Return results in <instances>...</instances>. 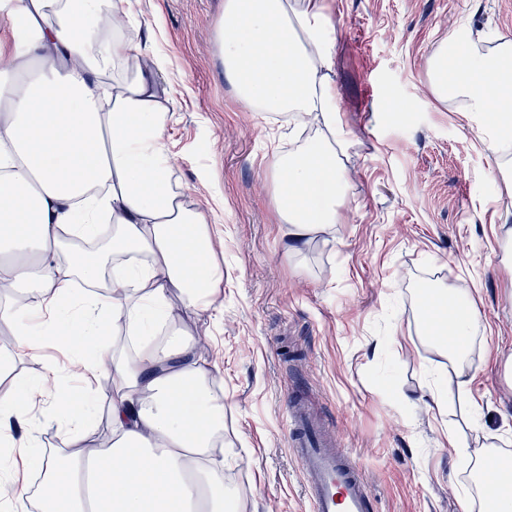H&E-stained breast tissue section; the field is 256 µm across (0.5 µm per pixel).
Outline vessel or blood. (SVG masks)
<instances>
[{
    "instance_id": "b4317fda",
    "label": "vessel or blood",
    "mask_w": 512,
    "mask_h": 512,
    "mask_svg": "<svg viewBox=\"0 0 512 512\" xmlns=\"http://www.w3.org/2000/svg\"><path fill=\"white\" fill-rule=\"evenodd\" d=\"M293 453L299 461L314 512H376L366 477L335 444L333 433L308 412H293Z\"/></svg>"
}]
</instances>
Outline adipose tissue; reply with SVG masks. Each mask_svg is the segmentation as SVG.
Returning <instances> with one entry per match:
<instances>
[{
  "label": "adipose tissue",
  "mask_w": 512,
  "mask_h": 512,
  "mask_svg": "<svg viewBox=\"0 0 512 512\" xmlns=\"http://www.w3.org/2000/svg\"><path fill=\"white\" fill-rule=\"evenodd\" d=\"M131 0H0V312L10 368L44 339L79 355L80 389L40 379L0 397V418L31 406L79 441L107 403L104 445L67 454L0 429V512H28L16 462L53 495L41 512H234L215 467L224 401L185 320L224 281L205 214L172 185L174 100L164 58L122 34ZM224 70L248 108L290 115L298 149L278 155L274 202L287 252L341 223L350 144L339 123L324 0H224ZM112 81H105L106 72ZM434 90L512 128V38L491 54L440 52ZM436 321L461 361L477 313L440 298ZM110 386H102V379Z\"/></svg>",
  "instance_id": "obj_1"
}]
</instances>
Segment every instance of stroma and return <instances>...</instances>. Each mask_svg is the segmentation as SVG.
Instances as JSON below:
<instances>
[{"instance_id": "obj_1", "label": "stroma", "mask_w": 512, "mask_h": 512, "mask_svg": "<svg viewBox=\"0 0 512 512\" xmlns=\"http://www.w3.org/2000/svg\"><path fill=\"white\" fill-rule=\"evenodd\" d=\"M345 160L343 223L286 252L275 205V149L286 116L256 112L224 72V0H133L130 42L169 60L174 182L203 210L224 274L187 320L208 342L224 396V482L239 512H313L290 446L296 396L365 471L379 512H481L479 460L512 457V181L495 176L498 130L462 99L439 98L431 66L445 44L493 52L512 36V0H326ZM465 290L481 318L449 362L422 332L427 290ZM16 360L0 395L46 363ZM471 380L430 407L431 392Z\"/></svg>"}]
</instances>
